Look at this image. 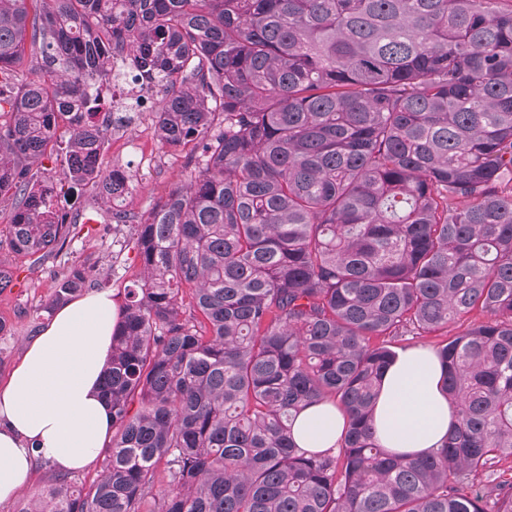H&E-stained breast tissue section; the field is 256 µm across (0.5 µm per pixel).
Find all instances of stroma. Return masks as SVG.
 <instances>
[{
  "mask_svg": "<svg viewBox=\"0 0 512 512\" xmlns=\"http://www.w3.org/2000/svg\"><path fill=\"white\" fill-rule=\"evenodd\" d=\"M196 152L192 142L163 147L156 137L152 113L135 112L128 125L109 130L100 163L108 170L126 171L129 194L123 207L145 217L159 199L194 175L188 159ZM77 205L85 216L95 218L94 229L76 235L59 256L33 265L8 245L0 246V267L15 273L12 288L0 293V318L11 328L10 335L0 338V385L22 358L28 340L37 336L42 322L36 311L48 301L56 275L71 264H82L116 293L139 267L130 226L113 223L107 207L90 193H82Z\"/></svg>",
  "mask_w": 512,
  "mask_h": 512,
  "instance_id": "35a3bbf8",
  "label": "stroma"
}]
</instances>
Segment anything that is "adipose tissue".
I'll use <instances>...</instances> for the list:
<instances>
[{
	"label": "adipose tissue",
	"mask_w": 512,
	"mask_h": 512,
	"mask_svg": "<svg viewBox=\"0 0 512 512\" xmlns=\"http://www.w3.org/2000/svg\"><path fill=\"white\" fill-rule=\"evenodd\" d=\"M116 309L99 291L59 307L30 341L0 388V502L28 484L35 459L63 471L92 466L112 436L102 380L112 349ZM453 422L433 351H404L382 379L373 424L381 448L416 456L440 447ZM343 411L323 403L294 421L299 448H338Z\"/></svg>",
	"instance_id": "obj_1"
}]
</instances>
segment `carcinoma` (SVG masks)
Here are the masks:
<instances>
[{"label":"carcinoma","instance_id":"1","mask_svg":"<svg viewBox=\"0 0 512 512\" xmlns=\"http://www.w3.org/2000/svg\"><path fill=\"white\" fill-rule=\"evenodd\" d=\"M117 54L201 168L146 219L112 210L140 261L112 442L89 486L37 459L47 484L14 512H512V0H0V199L35 263L69 242L77 190L127 193L87 83ZM95 286L74 263L43 311ZM474 312L434 349L444 445L388 454L389 342ZM320 403L344 436L302 452L293 421Z\"/></svg>","mask_w":512,"mask_h":512}]
</instances>
